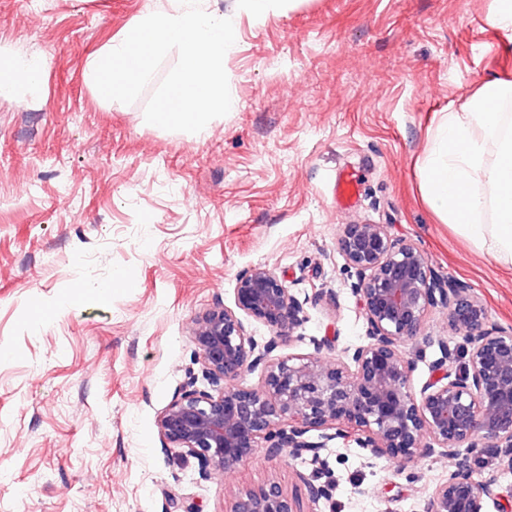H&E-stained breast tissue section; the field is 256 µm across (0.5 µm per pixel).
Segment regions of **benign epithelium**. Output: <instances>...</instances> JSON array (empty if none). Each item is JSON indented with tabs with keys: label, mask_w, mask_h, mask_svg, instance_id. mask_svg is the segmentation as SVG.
I'll use <instances>...</instances> for the list:
<instances>
[{
	"label": "benign epithelium",
	"mask_w": 512,
	"mask_h": 512,
	"mask_svg": "<svg viewBox=\"0 0 512 512\" xmlns=\"http://www.w3.org/2000/svg\"><path fill=\"white\" fill-rule=\"evenodd\" d=\"M339 246L358 274L352 294L362 305L367 343L341 351L334 362L316 355L271 357L280 336L306 321L304 304L270 268L243 272L236 309L215 304L192 328L201 374H190L156 418L166 448L197 460L210 479L236 470L258 452L265 458L305 456L317 463L328 442L353 441L372 458L408 463L435 452L454 469L425 500L423 512H485L499 495L497 479L473 477L472 457L489 448L512 469V332L488 320L484 305L462 285L438 278L412 243L379 224H347ZM448 308V323L470 345L457 369L448 354L432 377L413 390L414 361L401 351L419 339L429 310ZM251 319L272 336L259 343ZM261 369L256 387L227 386ZM318 431L317 438L309 432ZM229 512H297L281 484L236 491Z\"/></svg>",
	"instance_id": "7a95c632"
}]
</instances>
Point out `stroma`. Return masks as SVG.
I'll return each instance as SVG.
<instances>
[{
	"label": "stroma",
	"instance_id": "35a3bbf8",
	"mask_svg": "<svg viewBox=\"0 0 512 512\" xmlns=\"http://www.w3.org/2000/svg\"><path fill=\"white\" fill-rule=\"evenodd\" d=\"M169 0H0V58L36 60L38 84L0 90V512H168L171 497L227 512L231 491L276 479L300 512H422L448 473L439 454L403 464L329 442L322 464L245 462L210 480L163 447L155 420L200 370L193 320L235 305L237 279L273 269L307 319L277 355L363 344L357 281L339 248L347 224H381L416 244L434 273L466 285L512 330V265L430 211L420 167L444 116L484 79L512 81V37L494 0H282L256 19L235 0L224 58L237 105L198 133L146 123V98L104 99L94 57ZM352 175L360 200L334 188ZM111 291L98 300L96 288ZM430 343L406 345L414 388L464 335L431 309ZM486 512H512V470L492 451ZM326 497L309 500L307 483ZM496 7L488 17L489 24L499 30L512 31V1L496 0Z\"/></svg>",
	"mask_w": 512,
	"mask_h": 512
}]
</instances>
